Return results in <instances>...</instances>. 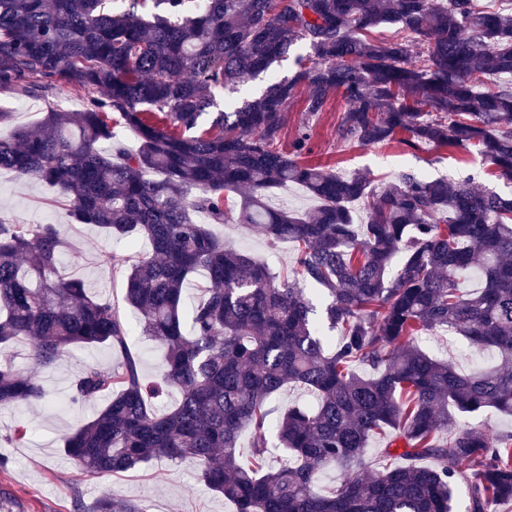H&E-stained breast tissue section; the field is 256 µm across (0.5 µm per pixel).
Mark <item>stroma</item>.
<instances>
[{
	"instance_id": "35a3bbf8",
	"label": "stroma",
	"mask_w": 512,
	"mask_h": 512,
	"mask_svg": "<svg viewBox=\"0 0 512 512\" xmlns=\"http://www.w3.org/2000/svg\"><path fill=\"white\" fill-rule=\"evenodd\" d=\"M89 99L77 87L49 90L30 97L0 91V106L12 114L10 123L0 125V135L9 136L14 127L32 126L50 109L82 111ZM347 107L342 93L330 98L327 112L308 117L303 97H296L285 114L282 149H290L301 132H309L310 164L327 165L347 174L369 173L377 188L398 183L406 173L423 174L454 183L467 180L481 191L512 197V180L495 176L493 167L477 151L453 150L423 145L418 149L391 143L364 147L337 135L338 118ZM0 216L17 224H59L69 244L60 261L65 273L82 277L92 295L119 306L123 303L125 269H107L100 259L109 253L118 257L131 251L148 253L145 242L129 247L127 241L108 236L99 227L70 223L64 207L52 190L34 180L17 178L0 170ZM227 246L266 262L276 272L290 267L295 247L290 242H270L253 224H217L213 227ZM419 344L433 356L448 361L462 372H470L493 358L492 352L469 348L461 337L438 331L423 335ZM119 352L104 345L73 350L69 357L41 375L47 391L45 403L0 409V512H94L106 495L142 505L144 512H234L223 496L198 480L191 461L155 460L135 469L102 477L83 474L64 449L65 437L77 430L95 412V405L69 407L65 398L82 369L89 364L104 368L120 366ZM27 421L31 434L18 443L12 438L17 421Z\"/></svg>"
}]
</instances>
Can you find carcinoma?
Listing matches in <instances>:
<instances>
[{"mask_svg":"<svg viewBox=\"0 0 512 512\" xmlns=\"http://www.w3.org/2000/svg\"><path fill=\"white\" fill-rule=\"evenodd\" d=\"M112 2L0 0V90L92 93L82 112L51 109L38 127L0 137V170L55 190L72 224L148 241L147 256L102 263L127 264L125 302L165 349V371L146 381L128 347L133 325L59 269L58 225L0 216V407L44 401L37 371L108 345L124 352L121 367L86 366L68 396L72 407L107 396L65 444L89 476L190 458L235 512H451L460 487L467 512L512 503V431L458 425L512 417V198L411 173L379 193L365 172L300 162L307 132L287 152L279 145L300 88L311 117L336 91L349 102L342 139L475 147L512 179V82H470L512 76V12L475 0H207L188 13L189 0H124L118 14ZM382 24L393 34L370 37ZM299 41L311 55L292 76L219 104ZM116 114L136 148L112 149ZM291 184L317 205L271 208L268 191ZM243 188L231 217L226 195ZM359 201L369 213L361 234ZM229 222L294 243L293 265L274 273L224 245L211 225ZM199 270L203 298L186 319L184 288ZM474 270L480 287L462 288ZM304 284L325 291L322 314ZM439 329L494 360L461 373L430 356L417 338ZM20 339L34 373L9 358ZM291 384L317 406L270 420L271 400ZM169 388L178 399L158 413L153 400ZM272 427L285 450L277 468L266 465ZM387 430L385 455L411 464L368 476L369 441ZM325 465L341 473L330 494L316 489ZM95 512L144 510L114 495Z\"/></svg>","mask_w":512,"mask_h":512,"instance_id":"carcinoma-1","label":"carcinoma"}]
</instances>
